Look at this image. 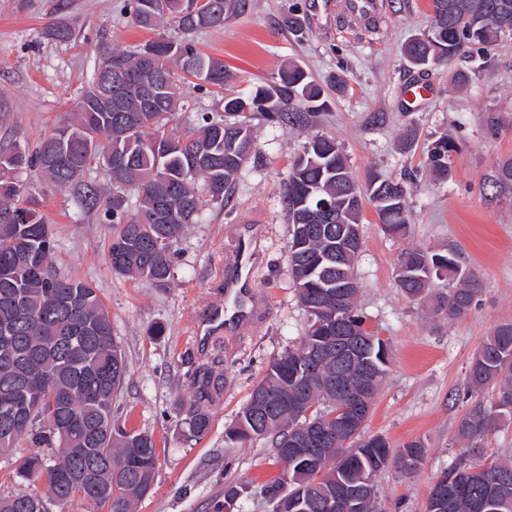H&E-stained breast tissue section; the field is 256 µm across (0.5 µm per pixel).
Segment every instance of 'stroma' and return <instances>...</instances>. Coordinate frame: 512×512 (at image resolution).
Masks as SVG:
<instances>
[{"instance_id": "35a3bbf8", "label": "stroma", "mask_w": 512, "mask_h": 512, "mask_svg": "<svg viewBox=\"0 0 512 512\" xmlns=\"http://www.w3.org/2000/svg\"><path fill=\"white\" fill-rule=\"evenodd\" d=\"M316 2L248 0L243 15L221 30L198 31L192 40L235 74L231 89L240 94L276 82L291 64L325 86L345 74L346 92L331 98L315 131L336 139L358 180L372 169L388 178L406 170L415 175L407 184L411 223L405 236L387 235L373 205H363L357 306L370 330L387 340L389 354L362 435L381 437L393 449L415 440L426 446L412 474L391 465L377 475V512H425L433 483L464 446L457 432L467 409L468 364L496 325L512 321V191L494 195L484 187L494 166L512 157V39L487 57L432 67L425 77L427 100L411 108L403 92L418 72L402 46L429 28L431 0H375L369 21L335 7L317 9ZM129 7L130 0H0V147L37 145L76 111L103 48L135 52L156 35L178 37L170 24L156 33L136 27ZM293 13L305 21L304 36L288 28ZM58 18L69 26V40L44 37L46 25ZM459 70L469 73L462 87L453 82ZM179 85L189 105L179 117L180 131L192 128L199 113L222 111L223 90L190 77ZM490 116L497 119L492 129ZM410 124L418 127L419 140L406 152L399 134ZM252 134L255 154L224 202L208 203L203 221L187 228L162 288L113 273L105 259L112 222L86 209L78 190L54 187L39 170L27 172L51 224L59 271L95 284L123 349L127 373L112 413L126 428L151 433L156 443L154 483L135 512H219L229 483L242 490L238 512L273 509L264 487L283 466L270 439L230 447L225 431L269 364L298 348L308 328L288 264L292 227L282 203L289 166L307 134L260 118ZM443 136L457 151L452 179L438 182L426 159L431 143ZM254 229L257 314L208 334L213 311L229 303L222 282L233 270L236 239ZM451 247L462 251L465 266L483 283L468 313L453 320L431 302L448 292L447 281H433L430 298L416 301L396 285L402 252ZM158 326L163 332L157 336ZM203 366L219 384L207 405V434L189 440L184 420ZM472 395L487 402L492 391Z\"/></svg>"}]
</instances>
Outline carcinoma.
I'll return each instance as SVG.
<instances>
[{
    "label": "carcinoma",
    "instance_id": "obj_1",
    "mask_svg": "<svg viewBox=\"0 0 512 512\" xmlns=\"http://www.w3.org/2000/svg\"><path fill=\"white\" fill-rule=\"evenodd\" d=\"M247 0H205L195 13L186 0H132V22L154 30L177 25L186 38L163 36L145 44L155 48L152 78L125 85L123 111L108 108L111 88L84 95L77 111L40 139L34 153L15 144L0 148V456H15L16 480L28 490L0 497V512H47L58 504L87 501L103 512H134L153 485L157 452L151 435L126 430L112 418L114 397L124 382L126 362L113 336L112 322L98 288L65 276L55 263V240L44 215L32 208L37 188L22 178L35 167L59 189L74 187L86 205L117 219L106 251L112 271L166 286L173 247L186 228L201 220L205 201L222 202L254 152L251 122L259 115L274 124L304 130L328 109L324 89L298 66L285 70L273 85L247 95L224 96V113L203 114L181 135L176 114L183 110L173 68L222 89L234 76L224 63L207 56L188 35L221 29L242 12ZM429 29L409 40L404 52L421 73L476 50L490 53L502 28L512 27V0H432ZM143 51L112 50L100 66L137 72ZM455 144H431L427 164L441 181L452 178ZM58 156L53 163L44 159ZM104 173L112 192L103 193L95 175ZM497 191L512 189V158L500 161L487 178ZM135 197L134 208H128ZM368 199L384 232L401 236L410 224L405 181L374 171L359 184L335 139L315 134L290 164L283 203L292 224L288 260L309 324L298 349L274 360L226 432L231 443L272 438L273 447L297 434L304 423L328 434L330 442L306 454H278L279 478L265 487L288 492L274 501V512H324L339 486L354 491L339 512H374L375 477L387 467L389 445L336 434V371H373L364 395L369 413L387 373L388 341L363 327L355 307L357 289L339 288L336 279L357 282L361 253L354 247L336 254V239L359 225L362 200ZM397 267L418 275L397 281L413 300L423 297L434 279H458L461 287L436 299L453 320L467 314L480 292L477 277L463 269L460 253L412 249ZM358 325L359 340L336 344V321ZM217 378L199 370L194 409L185 435L204 436L209 415L202 403ZM471 391L494 389L490 403L476 402L463 415L459 436L467 451L482 453L479 441L501 421H512V321L497 325L473 355L468 368ZM347 447H342L343 442ZM417 440L397 452L402 470L411 473L423 460ZM448 484V504L426 512H512V461L487 456L483 470L459 464L440 475ZM46 488L42 496L37 486Z\"/></svg>",
    "mask_w": 512,
    "mask_h": 512
}]
</instances>
